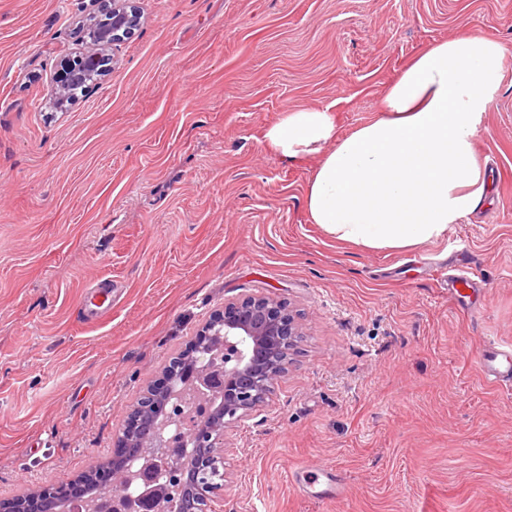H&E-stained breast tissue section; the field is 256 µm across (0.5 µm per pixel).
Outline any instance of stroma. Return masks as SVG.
I'll use <instances>...</instances> for the list:
<instances>
[{
	"label": "stroma",
	"instance_id": "obj_1",
	"mask_svg": "<svg viewBox=\"0 0 512 512\" xmlns=\"http://www.w3.org/2000/svg\"><path fill=\"white\" fill-rule=\"evenodd\" d=\"M93 88L51 80L103 0H0V502L112 459L148 384L227 300L260 292L303 327L288 373L224 444L222 512H512V0H139ZM488 36L503 83L478 151L488 208L401 252L308 219L312 163L259 142L296 105L375 115L435 42ZM475 256L470 320L440 283ZM122 287L87 318L90 286ZM337 470L342 497L301 481ZM484 351L485 354H482L480 358V368L485 379L510 390L512 387V351L495 345Z\"/></svg>",
	"mask_w": 512,
	"mask_h": 512
}]
</instances>
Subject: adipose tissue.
Returning a JSON list of instances; mask_svg holds the SVG:
<instances>
[{"label": "adipose tissue", "instance_id": "adipose-tissue-1", "mask_svg": "<svg viewBox=\"0 0 512 512\" xmlns=\"http://www.w3.org/2000/svg\"><path fill=\"white\" fill-rule=\"evenodd\" d=\"M503 53L484 36L436 42L388 84L379 115L349 134L335 105L299 106L260 143L281 160L314 161L304 210L337 240L385 251L440 240L486 205L491 182L477 143Z\"/></svg>", "mask_w": 512, "mask_h": 512}]
</instances>
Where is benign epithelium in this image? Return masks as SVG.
Masks as SVG:
<instances>
[{
    "mask_svg": "<svg viewBox=\"0 0 512 512\" xmlns=\"http://www.w3.org/2000/svg\"><path fill=\"white\" fill-rule=\"evenodd\" d=\"M141 22L137 0H108L92 25L94 37L85 41L79 55L61 61L51 91L64 101L69 87L91 70L103 72L111 47L131 38ZM224 335V349L207 363L176 357L152 381L125 428L116 437L120 456L112 460V478L98 486L99 495L118 496L129 483L119 466L132 448L142 456L164 462L168 484L182 502L184 512H215L211 503L220 490L224 473L218 462L224 456V436L230 427L262 407L278 381L288 373V355L302 336L288 303L265 294H250L224 302L198 333L194 350L201 351L209 336ZM218 390L221 405L206 417L193 415L191 400L203 389ZM174 425L179 437L192 448L188 466L167 459L171 440L163 429ZM83 495L80 486H44L32 497H18L0 505L6 512H40V497L63 500Z\"/></svg>",
    "mask_w": 512,
    "mask_h": 512,
    "instance_id": "obj_1",
    "label": "benign epithelium"
}]
</instances>
